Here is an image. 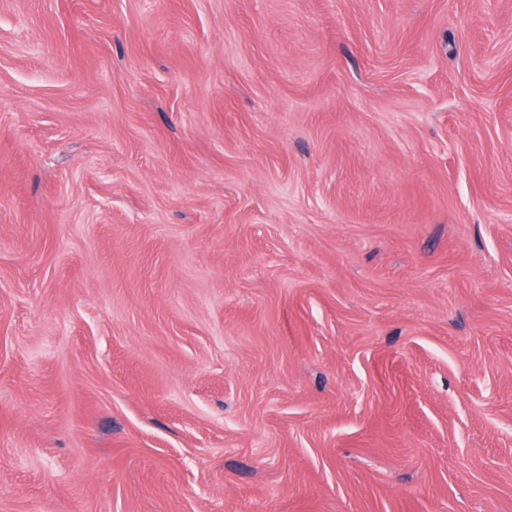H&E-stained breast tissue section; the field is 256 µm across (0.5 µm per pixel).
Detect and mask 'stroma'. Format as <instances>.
<instances>
[{"mask_svg": "<svg viewBox=\"0 0 512 512\" xmlns=\"http://www.w3.org/2000/svg\"><path fill=\"white\" fill-rule=\"evenodd\" d=\"M0 512H512V0H0Z\"/></svg>", "mask_w": 512, "mask_h": 512, "instance_id": "stroma-1", "label": "stroma"}]
</instances>
